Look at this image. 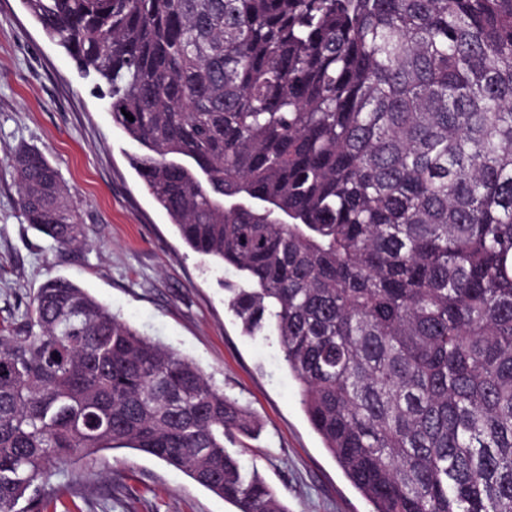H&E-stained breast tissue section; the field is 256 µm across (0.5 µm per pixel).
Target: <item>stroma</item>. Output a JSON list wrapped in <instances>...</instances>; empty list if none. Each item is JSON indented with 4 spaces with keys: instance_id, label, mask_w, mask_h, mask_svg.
Returning <instances> with one entry per match:
<instances>
[{
    "instance_id": "obj_1",
    "label": "stroma",
    "mask_w": 512,
    "mask_h": 512,
    "mask_svg": "<svg viewBox=\"0 0 512 512\" xmlns=\"http://www.w3.org/2000/svg\"><path fill=\"white\" fill-rule=\"evenodd\" d=\"M23 145L57 166L84 243L59 248L26 224L10 159ZM136 146L112 123L107 99L50 41L20 0H0V320L19 316L47 280L63 277L122 320L192 361L257 416L243 438L288 512H371L314 431L299 384L273 335H243L224 291L230 273L180 241L127 156ZM45 512H234L163 461L131 450L66 463L37 480Z\"/></svg>"
}]
</instances>
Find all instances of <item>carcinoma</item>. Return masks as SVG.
Returning a JSON list of instances; mask_svg holds the SVG:
<instances>
[{"mask_svg": "<svg viewBox=\"0 0 512 512\" xmlns=\"http://www.w3.org/2000/svg\"><path fill=\"white\" fill-rule=\"evenodd\" d=\"M105 88L180 240L240 282L372 512H512V0H21ZM134 121H129L125 113ZM27 224L80 220L34 147ZM252 413L65 278L0 328V512L131 448L236 512H288Z\"/></svg>", "mask_w": 512, "mask_h": 512, "instance_id": "1", "label": "carcinoma"}]
</instances>
